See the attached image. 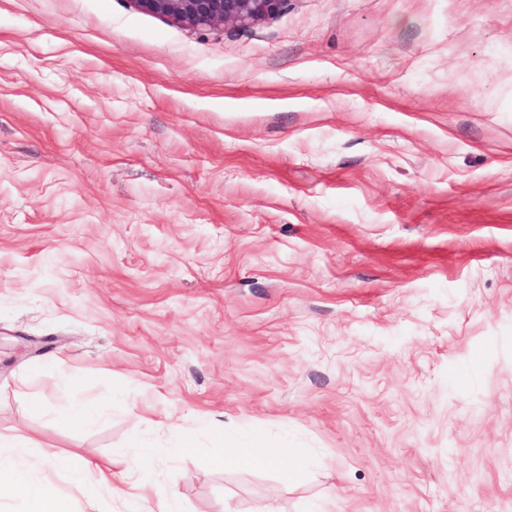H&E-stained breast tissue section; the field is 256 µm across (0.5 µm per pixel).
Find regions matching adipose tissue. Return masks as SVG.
<instances>
[{"label": "adipose tissue", "mask_w": 512, "mask_h": 512, "mask_svg": "<svg viewBox=\"0 0 512 512\" xmlns=\"http://www.w3.org/2000/svg\"><path fill=\"white\" fill-rule=\"evenodd\" d=\"M13 446V455L0 458V498L35 500L39 506L38 512H68L67 503L33 477L40 465L56 462L57 457L52 450L41 449L38 458L32 459L27 455L26 441H14ZM150 456L149 448L134 444L114 453L113 465H120V472H113V466L85 463L76 478V484L85 498L83 512H96L93 491L101 486L110 489L114 497L136 506L138 512H143L148 501V489L136 473Z\"/></svg>", "instance_id": "adipose-tissue-1"}]
</instances>
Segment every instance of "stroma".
Segmentation results:
<instances>
[{"label": "stroma", "mask_w": 512, "mask_h": 512, "mask_svg": "<svg viewBox=\"0 0 512 512\" xmlns=\"http://www.w3.org/2000/svg\"><path fill=\"white\" fill-rule=\"evenodd\" d=\"M72 402L101 418L58 427ZM216 426L275 464L210 468ZM21 438L71 512L73 472L136 441L176 512H512V0H285L202 31L0 0Z\"/></svg>", "instance_id": "stroma-1"}]
</instances>
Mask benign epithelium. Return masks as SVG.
Here are the masks:
<instances>
[{"label": "benign epithelium", "instance_id": "1", "mask_svg": "<svg viewBox=\"0 0 512 512\" xmlns=\"http://www.w3.org/2000/svg\"><path fill=\"white\" fill-rule=\"evenodd\" d=\"M142 13L190 30L247 28L277 14L285 0H127Z\"/></svg>", "mask_w": 512, "mask_h": 512}]
</instances>
